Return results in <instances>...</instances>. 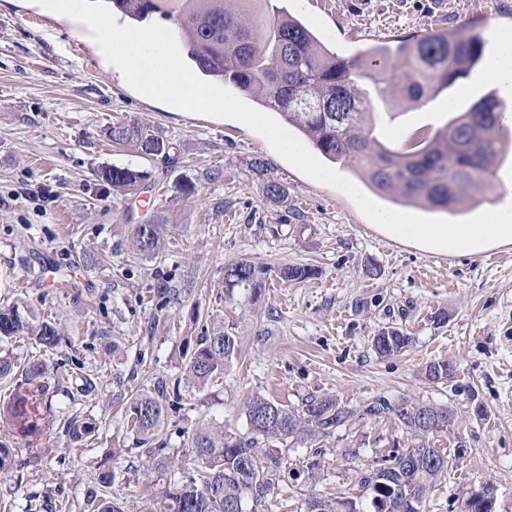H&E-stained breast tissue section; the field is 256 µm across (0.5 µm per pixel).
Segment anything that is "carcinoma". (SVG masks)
Returning a JSON list of instances; mask_svg holds the SVG:
<instances>
[{
  "mask_svg": "<svg viewBox=\"0 0 512 512\" xmlns=\"http://www.w3.org/2000/svg\"><path fill=\"white\" fill-rule=\"evenodd\" d=\"M137 27L154 18L178 22L179 40L189 68L203 79L226 83L259 107L275 113L289 128L330 163L348 160L359 165L364 183L377 195L394 203L422 210L451 211L473 198V192L496 175L512 149V129L504 123L512 106L489 94L465 112H458L434 132L415 136L398 146L382 142L376 131L373 97L392 98L403 104L426 103L459 79L477 72L484 40L476 33L445 31L412 36L392 48L374 44L346 58L329 47L299 17L274 4V0H105ZM273 14L257 22L254 16ZM107 137L129 145L148 157H169L165 139L139 124L114 122ZM252 171L264 179L266 198L280 203L284 186L267 177L263 159L251 162ZM102 184L122 191H137L148 179L131 166H103L96 171ZM133 254L158 256L165 248L163 221L130 225ZM283 281L304 282L315 275L299 264L277 270ZM265 268L241 259L224 267V288H243L252 298L265 289ZM34 336L39 344H58L55 326L34 324L16 305H0V340ZM412 338L395 326L383 327L373 337L376 354L397 356ZM239 353L236 334L224 325L206 328L182 354L186 381L203 389L224 378V370ZM448 360H433L425 376L448 378ZM45 364L28 366L26 385H18L6 412L19 433L39 437L46 424L43 401ZM167 387L142 386L124 413L137 447L151 456L163 445ZM251 431L248 436L222 426H201L187 438L186 458L162 457L152 462L166 475L157 500L159 512H244L249 498L258 507L279 484L277 469L283 464L275 444L327 435L358 416L394 420L407 434L411 448H393L385 466L367 470L360 480L371 493L365 503L347 497L310 496L305 504L314 512H425L430 494L448 474L451 456L429 446V438L448 429L449 406L421 404L381 397L357 409L340 404L330 395L305 399L288 407L260 395L243 403ZM92 431L88 423L73 418L67 426L71 442L80 443ZM196 474L185 475L186 460ZM116 474H98L102 493L91 499L93 512H125L108 498Z\"/></svg>",
  "mask_w": 512,
  "mask_h": 512,
  "instance_id": "cac0c4a2",
  "label": "carcinoma"
}]
</instances>
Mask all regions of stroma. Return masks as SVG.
<instances>
[{
  "mask_svg": "<svg viewBox=\"0 0 512 512\" xmlns=\"http://www.w3.org/2000/svg\"><path fill=\"white\" fill-rule=\"evenodd\" d=\"M343 56L367 45L445 29L432 0H283ZM454 11L480 16L486 60L512 36V0H458ZM37 0H0V303H18L52 323L60 344L45 350L24 336L0 341L21 366L48 367L45 397L54 422L37 441L0 420V443L12 450L0 471V512H92L89 500L105 469L117 478L111 497L128 512H153L162 476L147 469L122 411L142 385L164 379L179 388L165 408L164 452L184 453L188 435L215 422L248 434V396L291 407L330 394L359 406L384 397L458 410L430 444L456 454L430 498V512H462L465 492L493 483V512H512V244L480 253L436 256L378 231L345 193L302 173L244 123L193 115L150 99L128 84L77 23L46 37ZM512 104V91L490 75L456 83L452 96L420 107L378 102L381 140L398 143L447 123L489 91ZM138 122L162 135L176 157L143 158L104 136L115 121ZM263 158L288 201H267L250 163ZM130 165L156 181L146 194L103 191V165ZM222 170L220 181L202 178ZM198 178L182 198L175 184ZM162 215L163 258L133 255L129 223ZM245 258L276 267L302 264L317 275L304 283L269 276L258 299L224 291V267ZM177 296L160 298L162 283ZM200 320H193L192 311ZM448 320L436 324L434 312ZM232 326L241 353L218 386L182 384L187 337L203 326ZM412 336L405 353L380 358L379 329ZM454 363L452 379L428 380L427 362ZM19 370L0 380L8 400ZM93 431L71 443V417ZM390 421L354 419L330 435L285 446L279 494L258 512H304L312 494H360L364 471L394 447H407Z\"/></svg>",
  "mask_w": 512,
  "mask_h": 512,
  "instance_id": "stroma-1",
  "label": "stroma"
}]
</instances>
